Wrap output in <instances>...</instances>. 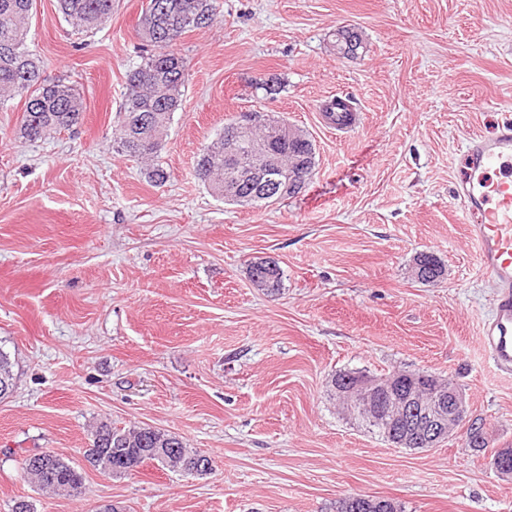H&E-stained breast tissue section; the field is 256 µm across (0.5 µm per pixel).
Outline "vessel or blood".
I'll list each match as a JSON object with an SVG mask.
<instances>
[{
	"mask_svg": "<svg viewBox=\"0 0 512 512\" xmlns=\"http://www.w3.org/2000/svg\"><path fill=\"white\" fill-rule=\"evenodd\" d=\"M468 176L453 196L470 218V238L479 246L483 271L496 288L494 310L482 327V341L494 364L512 370V119L492 134L472 136Z\"/></svg>",
	"mask_w": 512,
	"mask_h": 512,
	"instance_id": "1",
	"label": "vessel or blood"
}]
</instances>
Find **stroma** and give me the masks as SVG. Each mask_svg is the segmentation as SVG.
<instances>
[{"mask_svg": "<svg viewBox=\"0 0 512 512\" xmlns=\"http://www.w3.org/2000/svg\"><path fill=\"white\" fill-rule=\"evenodd\" d=\"M145 0H113L105 26L74 33L57 0H35L29 45L84 99L71 130L20 135L24 97L0 108V347L15 386L0 399V512H333L339 498H390L404 512H512V373L481 338L495 293L453 190L463 147L512 108V0H217L184 34L180 109L155 185L117 148ZM361 32L356 57L333 49ZM276 78L277 95L255 92ZM349 100L355 128L322 112ZM238 112L310 136L314 176L268 207L229 204L196 175L202 149ZM433 254L443 279L422 283ZM273 258L276 294L249 263ZM422 369L465 390L486 449L455 436L395 447L337 408L334 374ZM179 436L204 476L155 464L112 477L86 467L99 421ZM82 466L81 500L42 494L22 450ZM264 261L259 262V258L251 261L248 265V277L255 288L265 291L267 294L278 292L282 287V272L276 262L273 266L265 261H272L270 258H262Z\"/></svg>", "mask_w": 512, "mask_h": 512, "instance_id": "stroma-1", "label": "stroma"}]
</instances>
